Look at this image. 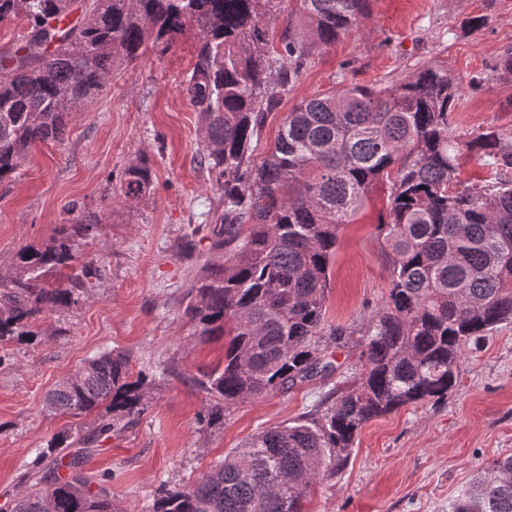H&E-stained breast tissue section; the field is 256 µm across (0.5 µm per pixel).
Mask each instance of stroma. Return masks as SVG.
<instances>
[{"mask_svg":"<svg viewBox=\"0 0 512 512\" xmlns=\"http://www.w3.org/2000/svg\"><path fill=\"white\" fill-rule=\"evenodd\" d=\"M477 17L484 24L471 29ZM196 50L188 30L168 50L151 47L115 66L101 97L71 116L62 141L34 147L15 177L0 183V281L15 276L20 248L49 243L59 225L86 212L96 213L98 224L79 238L77 265L49 270L44 279L64 285L83 264L103 269L75 304L38 315L36 340L0 347V502L32 489V461L55 435L75 438L55 452L66 459L96 427L97 413L52 414L44 397L100 352L129 353L135 374L166 372L152 380L144 412L100 437L86 459V472L104 479L125 512H145L160 485H192L255 433L314 413L361 367L354 335L332 349L339 367L332 378L238 402L223 426L199 424L208 397L196 380L223 362L224 341L201 338L184 314L183 297L204 267L223 263L224 253L211 235L216 183L196 162L198 114L183 91ZM508 53L512 0H372L357 26L316 47L258 145L271 144L287 112L311 95L351 83L391 86L424 66L448 70L459 83L451 115L456 134L490 126L512 131V74L498 67ZM143 154L153 163V191L122 201L124 171ZM386 196V185H378L340 233L329 323L361 324L386 296L376 237ZM510 454L512 325L465 348L447 400L365 424L339 472L311 486L304 512H450L478 472Z\"/></svg>","mask_w":512,"mask_h":512,"instance_id":"obj_1","label":"stroma"}]
</instances>
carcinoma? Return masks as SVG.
Segmentation results:
<instances>
[{
    "instance_id": "carcinoma-1",
    "label": "carcinoma",
    "mask_w": 512,
    "mask_h": 512,
    "mask_svg": "<svg viewBox=\"0 0 512 512\" xmlns=\"http://www.w3.org/2000/svg\"><path fill=\"white\" fill-rule=\"evenodd\" d=\"M282 0H0V23L23 18L24 41L0 57V183L37 144L63 139L69 116L106 89L114 66L149 42L197 29L185 93L200 117L198 162L215 175L224 263L206 266L186 294L185 315L203 336L229 337L224 365L196 381L210 403L200 422L224 424L239 401L289 389L338 370L327 360L354 331L326 321L330 270L342 228L370 190L387 185L377 226L388 264L386 300L366 317L363 369L331 405L293 425L252 436L189 487L157 489L150 512H303L317 480L336 473L369 421L402 407L438 403L458 383L463 349L512 323V132L451 129L459 85L423 67L392 87L350 84L303 100L273 143L254 158L268 114L317 45H328L368 13L370 0H299L306 31L281 37L271 58L268 25ZM466 157L490 171L482 184L458 180ZM147 155L124 171V200L153 189ZM98 224L83 214L45 247L18 250L19 277L0 292V345L32 341L36 317L67 307L100 267L53 287L49 268L77 260L73 236ZM148 377L130 356L90 358L45 398L50 412L105 407L97 434L144 411ZM32 462L36 489L10 498L11 512H123L103 484L92 490L85 458L68 475ZM452 512H512V455L479 472Z\"/></svg>"
}]
</instances>
